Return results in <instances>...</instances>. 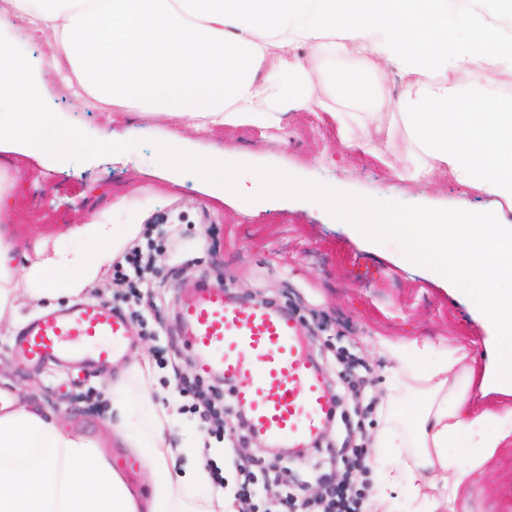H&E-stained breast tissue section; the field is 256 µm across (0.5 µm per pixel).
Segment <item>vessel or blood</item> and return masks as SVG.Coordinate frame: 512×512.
Masks as SVG:
<instances>
[{
	"label": "vessel or blood",
	"mask_w": 512,
	"mask_h": 512,
	"mask_svg": "<svg viewBox=\"0 0 512 512\" xmlns=\"http://www.w3.org/2000/svg\"><path fill=\"white\" fill-rule=\"evenodd\" d=\"M180 331L199 367L232 384L256 435L296 452L317 439L333 400L295 316L245 303L218 287L198 286L181 306ZM131 332L108 305L82 302L29 321L12 353L26 369L94 366L110 362Z\"/></svg>",
	"instance_id": "b4317fda"
}]
</instances>
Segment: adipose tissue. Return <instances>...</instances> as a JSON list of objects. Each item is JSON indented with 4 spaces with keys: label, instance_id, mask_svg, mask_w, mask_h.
<instances>
[{
    "label": "adipose tissue",
    "instance_id": "adipose-tissue-1",
    "mask_svg": "<svg viewBox=\"0 0 512 512\" xmlns=\"http://www.w3.org/2000/svg\"><path fill=\"white\" fill-rule=\"evenodd\" d=\"M0 33L25 24L26 42L57 52L68 82L102 104L147 116L190 117L202 125H265L291 109L328 112L344 142L379 144L401 154L413 180L448 172L458 183L512 202V107L493 92L512 76V0H11ZM310 51L308 61L298 48ZM331 75L350 89L342 109L317 96ZM37 58L0 47V134L29 148L65 154L35 81ZM397 97L384 95L389 71ZM96 222L76 228L102 242L94 255L63 253L16 268L0 237V319L20 297L53 306L82 297L134 238ZM387 396L377 409L374 448H405L387 463L370 460L379 512L393 493L432 512L448 488L467 484L499 444L485 437L464 462L448 457L488 415L468 418L467 357L459 348L389 343ZM156 371L131 358L112 372L107 420L114 445L147 474L137 482L113 466L98 442L73 435L47 407L29 402L0 415V512H234L223 494L201 496L200 439H176L173 415L154 404ZM420 400L412 421L394 407Z\"/></svg>",
    "mask_w": 512,
    "mask_h": 512
}]
</instances>
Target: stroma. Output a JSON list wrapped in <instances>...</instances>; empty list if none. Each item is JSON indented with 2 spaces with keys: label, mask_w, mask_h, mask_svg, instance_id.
Instances as JSON below:
<instances>
[{
  "label": "stroma",
  "mask_w": 512,
  "mask_h": 512,
  "mask_svg": "<svg viewBox=\"0 0 512 512\" xmlns=\"http://www.w3.org/2000/svg\"><path fill=\"white\" fill-rule=\"evenodd\" d=\"M46 84L45 109L60 118L59 137L72 135L77 142L62 164L52 166L42 153L0 137V174L12 184L0 207V237L11 243L21 266L41 251L58 249L72 256L97 251L98 241L72 236L75 219L93 222L109 215L118 235L127 224H139L135 244L152 245L159 258L154 302L133 304L113 287L110 266L84 298L106 303L132 323L126 353L145 355L155 367L154 399L178 407L177 430L202 434L198 419L183 409L188 399L179 393V381L204 387L213 382L191 365L192 353L178 333L182 286L210 285L220 276L227 292L237 296L257 294L276 305H301L307 313L332 311L341 331L308 337L310 352L321 359L341 347L361 358L369 369V393L378 400L384 396L379 383L388 364L381 341L464 348L471 366L467 404L474 414H495V428L507 436L483 474L460 489L452 512H512V390L489 381L496 354L467 295L407 262L395 242L366 245L309 200L268 198L246 208L208 189L199 176L169 174L157 166L156 144L171 129L195 154L211 157L228 148L243 164L271 166L373 199L436 208L465 199L478 209L498 205L503 219L511 222L512 205L496 204L493 196L446 173L421 182L399 179V156L343 144L335 121L322 111L285 113L276 127L201 129L188 118L169 121L108 108L79 88L64 87L57 72ZM214 256L223 261V274L211 266ZM35 307V301H28L15 318L0 319V391L11 390L18 405L37 398L71 431L99 438L110 456H118L99 405L104 369L22 371L16 366L12 341ZM202 436L211 451L230 444L226 436Z\"/></svg>",
  "instance_id": "obj_1"
}]
</instances>
